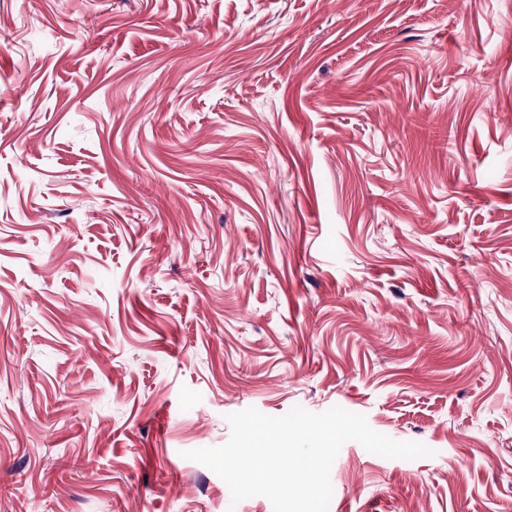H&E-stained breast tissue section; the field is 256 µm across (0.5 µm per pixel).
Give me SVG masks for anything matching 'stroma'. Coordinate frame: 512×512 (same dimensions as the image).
<instances>
[{
    "label": "stroma",
    "instance_id": "35a3bbf8",
    "mask_svg": "<svg viewBox=\"0 0 512 512\" xmlns=\"http://www.w3.org/2000/svg\"><path fill=\"white\" fill-rule=\"evenodd\" d=\"M296 406L512 512V0H0V512H273L184 453Z\"/></svg>",
    "mask_w": 512,
    "mask_h": 512
}]
</instances>
